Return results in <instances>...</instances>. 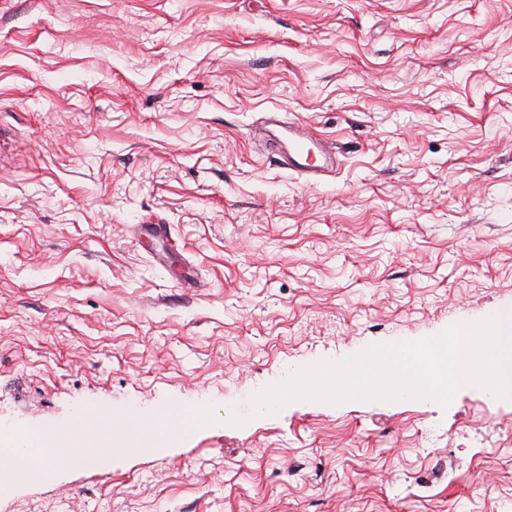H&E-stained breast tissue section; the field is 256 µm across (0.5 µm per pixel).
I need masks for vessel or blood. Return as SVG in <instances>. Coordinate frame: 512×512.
Returning <instances> with one entry per match:
<instances>
[{
	"mask_svg": "<svg viewBox=\"0 0 512 512\" xmlns=\"http://www.w3.org/2000/svg\"><path fill=\"white\" fill-rule=\"evenodd\" d=\"M264 145L276 148L280 165L311 183L330 178L339 165L335 143L299 121L273 118L258 134Z\"/></svg>",
	"mask_w": 512,
	"mask_h": 512,
	"instance_id": "1",
	"label": "vessel or blood"
}]
</instances>
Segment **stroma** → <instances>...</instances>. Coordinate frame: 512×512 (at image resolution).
<instances>
[{
    "label": "stroma",
    "mask_w": 512,
    "mask_h": 512,
    "mask_svg": "<svg viewBox=\"0 0 512 512\" xmlns=\"http://www.w3.org/2000/svg\"><path fill=\"white\" fill-rule=\"evenodd\" d=\"M503 309L512 0H0V424L140 425L0 512H512V399L247 402ZM258 141L276 148L280 165L311 183L330 178L339 165L336 144L322 137L315 129L295 120L284 122L274 117L265 121Z\"/></svg>",
    "instance_id": "35a3bbf8"
}]
</instances>
